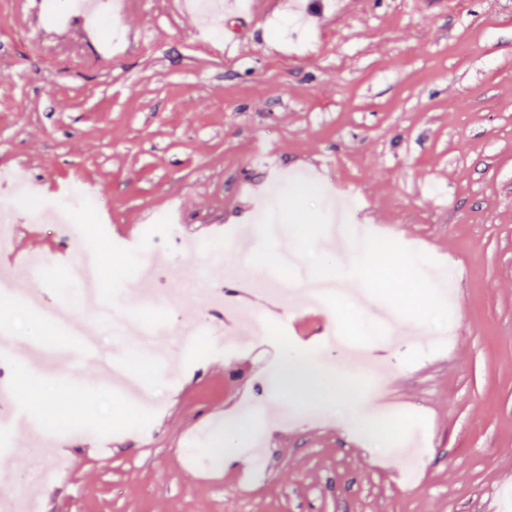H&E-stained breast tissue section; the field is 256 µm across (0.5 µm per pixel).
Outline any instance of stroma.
<instances>
[{
    "label": "stroma",
    "instance_id": "obj_1",
    "mask_svg": "<svg viewBox=\"0 0 512 512\" xmlns=\"http://www.w3.org/2000/svg\"><path fill=\"white\" fill-rule=\"evenodd\" d=\"M224 12L226 56L213 53L186 0H128L102 36L81 25L46 37L23 0H0V172L40 186L0 185L22 221L14 248L53 274L42 306L62 298L60 242L34 206L78 208L74 178L94 186L110 229L82 233L104 279L102 304L132 320L184 324L213 264L237 273L245 233L294 179L321 181L350 220H393L396 240L436 261L453 336L400 318L414 339L391 349L370 294L340 305L312 298L307 264L285 307L298 334L289 354L313 358L306 333L340 336L321 369L344 366L351 387L326 398L305 385L278 391L269 345L243 334L236 356L181 353L176 372L147 380L138 404L77 364L81 332L41 365L4 360L0 374L58 405L46 430L70 444L64 472L26 427L0 446V512H512V0H259ZM123 42L101 55V43ZM184 212L193 244L163 288L187 291L173 315L133 293L155 258L163 215ZM154 216L140 238L129 225ZM384 374V403L365 390ZM414 435L420 468L402 474L387 445V412ZM215 421L243 447L263 442L267 468L206 469L194 447Z\"/></svg>",
    "mask_w": 512,
    "mask_h": 512
}]
</instances>
